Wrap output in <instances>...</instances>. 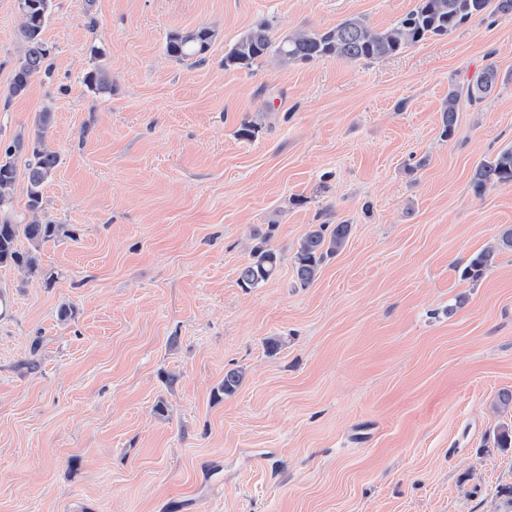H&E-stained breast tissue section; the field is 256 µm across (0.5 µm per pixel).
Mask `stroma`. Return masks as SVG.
<instances>
[{
	"label": "stroma",
	"instance_id": "1",
	"mask_svg": "<svg viewBox=\"0 0 512 512\" xmlns=\"http://www.w3.org/2000/svg\"><path fill=\"white\" fill-rule=\"evenodd\" d=\"M414 6L54 0L52 75L12 98L0 0V143L51 109L43 212L66 230L40 248L52 282L0 268V512H512L493 440L512 411L492 410L512 390V252L461 276L512 225V185L470 186L512 147V13L373 62L224 67L261 21L385 28ZM201 25L204 64L167 56ZM490 63L495 91L443 137L449 88ZM97 66L109 96L84 83ZM340 223L345 247L295 287L308 226ZM265 232L280 270L241 288ZM231 369L241 388L215 397Z\"/></svg>",
	"mask_w": 512,
	"mask_h": 512
}]
</instances>
